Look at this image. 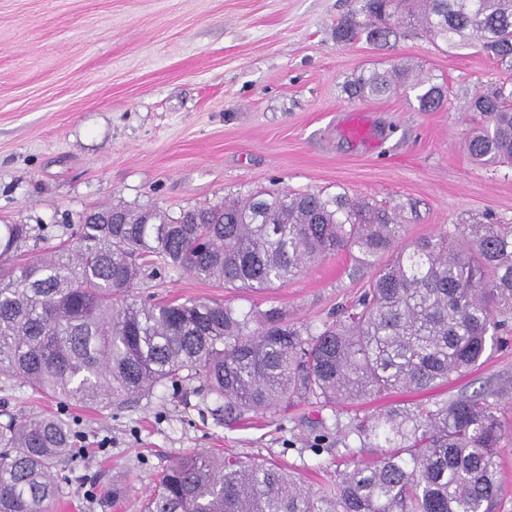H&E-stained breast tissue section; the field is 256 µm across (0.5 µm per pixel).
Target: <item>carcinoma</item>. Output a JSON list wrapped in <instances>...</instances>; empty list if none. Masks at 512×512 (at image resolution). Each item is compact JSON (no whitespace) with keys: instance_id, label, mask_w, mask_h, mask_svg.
<instances>
[{"instance_id":"obj_1","label":"carcinoma","mask_w":512,"mask_h":512,"mask_svg":"<svg viewBox=\"0 0 512 512\" xmlns=\"http://www.w3.org/2000/svg\"><path fill=\"white\" fill-rule=\"evenodd\" d=\"M336 40L383 42L397 26L434 44L473 47L512 71V0H356ZM419 90L423 111L447 88L412 64L369 70L355 99ZM484 117L464 141L481 166L512 167V84L477 91ZM400 215L347 192L274 193L183 210L101 209L79 218L80 246L10 263L25 224L0 225V376L88 409H121L158 386L195 379L216 411L242 418L314 399L336 408L397 390L426 392L477 366L512 314V226L470 224L401 242ZM348 253L362 267L391 255L357 302L320 326L276 308L129 300L156 257L226 288L267 291L322 257ZM382 457L353 462L336 485L312 493L276 464L193 453L169 466L145 512H493L500 426L484 394L394 407L351 422ZM75 432L58 415L0 423V512H46Z\"/></svg>"}]
</instances>
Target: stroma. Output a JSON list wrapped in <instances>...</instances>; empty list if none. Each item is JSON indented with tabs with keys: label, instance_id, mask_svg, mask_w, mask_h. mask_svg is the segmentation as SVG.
<instances>
[{
	"label": "stroma",
	"instance_id": "obj_1",
	"mask_svg": "<svg viewBox=\"0 0 512 512\" xmlns=\"http://www.w3.org/2000/svg\"><path fill=\"white\" fill-rule=\"evenodd\" d=\"M354 0H0V224H24V257L77 245L80 215L114 204L170 214L256 189L341 190L408 213L412 241L485 219L512 225V168L480 167L463 142L480 123L467 99L512 78L472 49L448 50L408 30L379 46L337 42ZM420 65L448 87L447 106L420 110L410 92L349 100L368 67ZM355 121L370 134L346 132ZM371 276L345 253L264 294L158 269L140 299L272 308L311 325L356 302ZM479 391L501 423L499 498L512 512V337L480 366L428 393L402 392L334 411L301 401L237 423L216 416L200 382L165 386L121 410L69 406L76 461L63 465L51 512H141L158 476L189 453L282 462L309 490L335 482L352 456L353 418ZM57 401L0 380L7 415L53 414ZM321 453H314L315 444ZM123 496H113V488Z\"/></svg>",
	"mask_w": 512,
	"mask_h": 512
}]
</instances>
